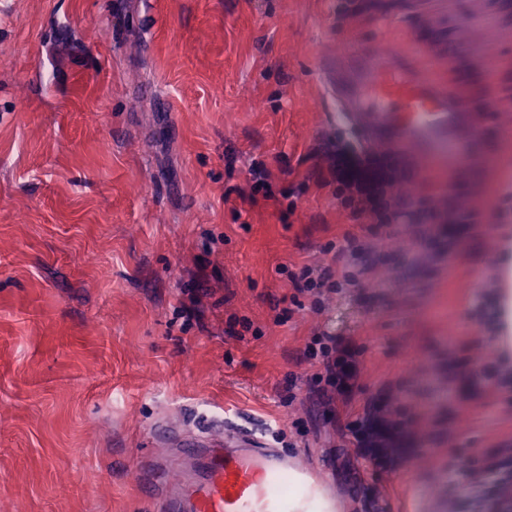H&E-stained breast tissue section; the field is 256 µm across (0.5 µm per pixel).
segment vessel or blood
<instances>
[{"instance_id": "obj_1", "label": "vessel or blood", "mask_w": 512, "mask_h": 512, "mask_svg": "<svg viewBox=\"0 0 512 512\" xmlns=\"http://www.w3.org/2000/svg\"><path fill=\"white\" fill-rule=\"evenodd\" d=\"M351 100L361 128L398 147L392 160L425 169L463 159L476 115L434 82L377 61ZM200 469L172 488L161 512H339L324 471L263 447L259 437L228 430L221 441L193 444Z\"/></svg>"}]
</instances>
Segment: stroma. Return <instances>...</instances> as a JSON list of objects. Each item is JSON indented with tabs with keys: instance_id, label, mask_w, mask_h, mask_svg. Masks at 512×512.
<instances>
[{
	"instance_id": "obj_1",
	"label": "stroma",
	"mask_w": 512,
	"mask_h": 512,
	"mask_svg": "<svg viewBox=\"0 0 512 512\" xmlns=\"http://www.w3.org/2000/svg\"><path fill=\"white\" fill-rule=\"evenodd\" d=\"M354 48L476 110L467 160L401 173L471 223L380 227L319 181L331 147L366 143L319 76L327 54L358 85ZM502 224L512 0H0V512H160L138 460L196 467L161 427L259 434L335 478L344 512H450L449 463L512 448L478 316ZM347 233L366 273L314 310L287 274L335 266ZM315 333L352 344L355 410L408 419L397 466L309 396Z\"/></svg>"
}]
</instances>
